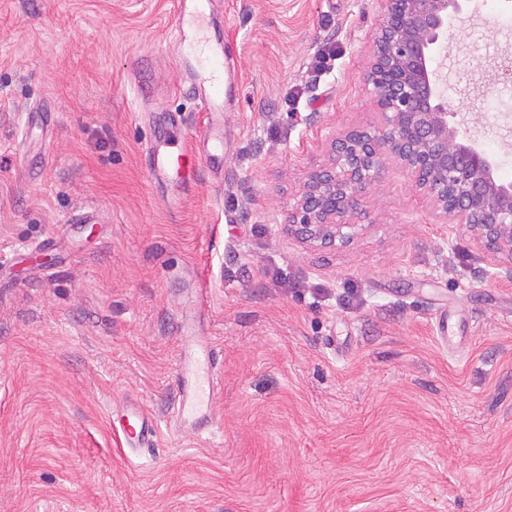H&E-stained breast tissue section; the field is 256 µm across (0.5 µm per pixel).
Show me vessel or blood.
<instances>
[{"label": "vessel or blood", "instance_id": "obj_1", "mask_svg": "<svg viewBox=\"0 0 512 512\" xmlns=\"http://www.w3.org/2000/svg\"><path fill=\"white\" fill-rule=\"evenodd\" d=\"M172 36L180 48V68L191 81L198 111L216 113L224 109V94L227 88L238 81L232 55L222 42H210L206 32L209 23L216 17V0H175ZM224 137L221 125L210 124L201 146L182 149L172 153L165 142L156 139L148 144V173L159 180L170 174L182 179H194L202 154H221ZM214 352L203 341L187 347L177 365L179 377V405L177 415L181 422L198 429L209 428L215 413L212 405L218 387V376L214 371ZM129 445L148 443L156 434V424L151 415L139 407H122L115 414Z\"/></svg>", "mask_w": 512, "mask_h": 512}]
</instances>
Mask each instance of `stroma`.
I'll list each match as a JSON object with an SVG mask.
<instances>
[{"instance_id": "obj_1", "label": "stroma", "mask_w": 512, "mask_h": 512, "mask_svg": "<svg viewBox=\"0 0 512 512\" xmlns=\"http://www.w3.org/2000/svg\"><path fill=\"white\" fill-rule=\"evenodd\" d=\"M478 5L445 96L512 184V82L491 76L512 10ZM380 19L378 0H223L224 156L157 185L158 124L189 144L206 122L173 0H0V512H512L495 259L396 166L349 246L282 231L328 141L379 120ZM184 317L216 353L210 434L176 420ZM129 402L158 432L126 451Z\"/></svg>"}]
</instances>
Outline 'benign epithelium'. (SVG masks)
I'll use <instances>...</instances> for the list:
<instances>
[{
  "label": "benign epithelium",
  "mask_w": 512,
  "mask_h": 512,
  "mask_svg": "<svg viewBox=\"0 0 512 512\" xmlns=\"http://www.w3.org/2000/svg\"><path fill=\"white\" fill-rule=\"evenodd\" d=\"M379 2L366 73L379 122L332 138L327 165L310 174L284 230L311 247L348 245L366 217L364 193L395 163L445 221L500 258L495 276L512 282V185L497 183L494 160L460 131L442 90L448 25L475 11L473 0Z\"/></svg>",
  "instance_id": "1"
}]
</instances>
